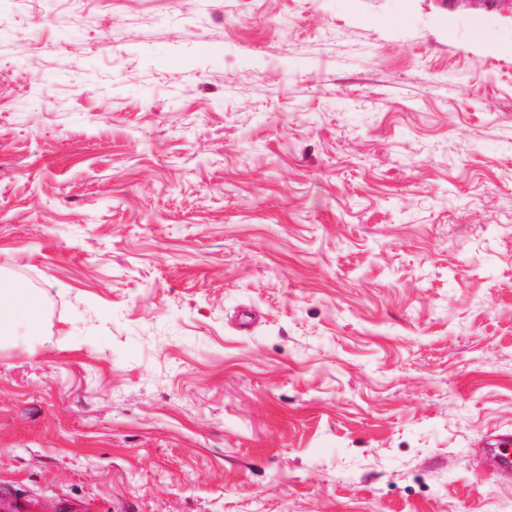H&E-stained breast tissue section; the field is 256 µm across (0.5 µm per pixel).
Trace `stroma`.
<instances>
[{
  "label": "stroma",
  "mask_w": 512,
  "mask_h": 512,
  "mask_svg": "<svg viewBox=\"0 0 512 512\" xmlns=\"http://www.w3.org/2000/svg\"><path fill=\"white\" fill-rule=\"evenodd\" d=\"M0 491L512 512V18L0 0ZM43 309L39 292L23 284H0V344L17 328L38 326ZM485 461L489 467L499 474L510 475L512 473V435L499 433L485 436L480 440Z\"/></svg>",
  "instance_id": "1"
}]
</instances>
